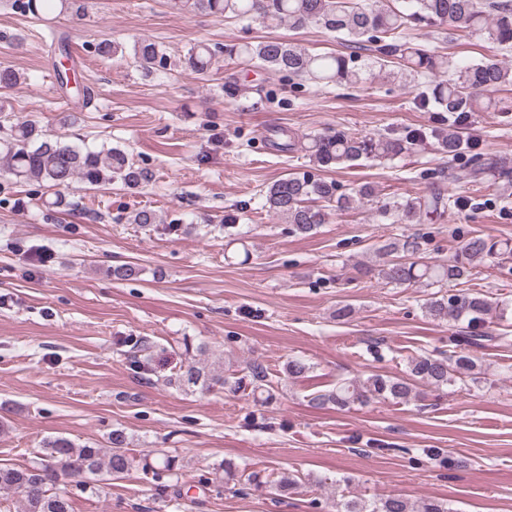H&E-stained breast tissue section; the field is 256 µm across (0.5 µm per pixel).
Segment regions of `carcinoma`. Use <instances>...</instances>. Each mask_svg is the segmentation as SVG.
Here are the masks:
<instances>
[{"instance_id":"1","label":"carcinoma","mask_w":512,"mask_h":512,"mask_svg":"<svg viewBox=\"0 0 512 512\" xmlns=\"http://www.w3.org/2000/svg\"><path fill=\"white\" fill-rule=\"evenodd\" d=\"M187 11L208 12L236 21L260 20L268 27L287 26L303 29L317 25L350 43L348 54H315L284 39L269 38L256 44L250 41L228 43L222 47L199 44L184 56L186 68L204 78L213 59L222 53L230 60L258 64L290 78H300L322 86L360 88L376 73L397 70L411 77L426 75L429 85L416 95L419 109L433 113L431 125L410 129L400 135L393 132L356 134L329 130L307 136L289 137L284 148L299 150L314 166L332 170L357 161H392L405 157L428 141L438 151L462 158L464 163L449 174L458 183L492 179L494 192L483 205L507 203L512 196V159L492 157L480 142L464 133L478 112H503L508 108L498 97L503 87L512 84V67L496 56L476 62L454 59L404 40L410 24L439 30L448 28L467 35H479L502 50L512 49V0H175ZM12 8L22 15L46 21L55 12L79 13L78 0H12ZM369 45L373 55L364 59L358 49ZM133 57L137 66L151 73L166 68L158 46L148 38L134 41ZM34 180L54 191L53 204L65 202L62 190L75 183L100 187L114 182L135 188L146 179L133 166L127 154L116 148L90 149L52 140L44 136L30 120L15 122L10 134L0 139V178ZM369 205L376 216L390 224L418 221L428 213L462 211L468 200L450 191L430 196L382 201L369 183L346 191L334 179L321 178L304 171L290 173L271 184L264 196V207L292 233L308 236L328 223L333 211ZM422 236L404 235L375 250V263L362 264L358 273L374 276L395 286L444 285L466 279L476 263L500 254L499 242L481 234L462 238L455 256L443 262L422 256ZM495 310L482 294L464 292L434 296L426 303V313L435 320H467V334L454 336L457 351L451 355L424 353L409 361L402 376L372 374L363 380H345L329 390L311 395L309 403L318 408L333 405L341 409L365 405L375 400L408 403L424 396L422 388L440 389L455 384V375L471 373L475 363L465 350L485 341L498 340L506 345L509 337H493L479 331L486 316ZM198 359L191 361L175 378L181 386L209 391L221 386L237 392L242 380L224 376L208 365L209 348H195ZM310 369L303 356L288 359L285 374L298 378ZM179 458L161 452L139 456L126 448V438L112 432L108 449L77 447L66 437L48 440L44 454L25 467L0 464V492L10 494L20 503L19 512H72L67 492L57 488L59 475L82 477V487L106 480H119L139 467L155 479L164 472L178 470ZM224 479L255 487L271 485L281 491L297 485L288 477L279 479L257 471L239 468L232 460L218 464ZM336 512H451L448 505L425 499L418 507L399 496L366 499L359 495L342 498Z\"/></svg>"}]
</instances>
